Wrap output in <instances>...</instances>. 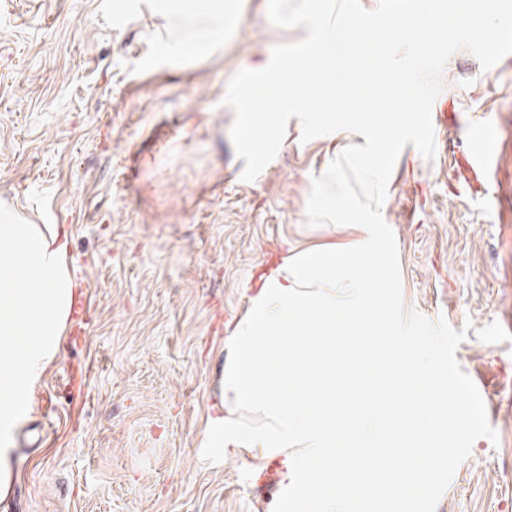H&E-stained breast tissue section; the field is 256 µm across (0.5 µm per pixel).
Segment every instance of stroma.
<instances>
[{
    "instance_id": "obj_1",
    "label": "stroma",
    "mask_w": 512,
    "mask_h": 512,
    "mask_svg": "<svg viewBox=\"0 0 512 512\" xmlns=\"http://www.w3.org/2000/svg\"><path fill=\"white\" fill-rule=\"evenodd\" d=\"M226 1L232 21L210 35ZM305 35L273 25L267 0H0V211L63 228L90 285L16 433L0 512H273L291 451L202 455L227 339L272 260L358 238L310 225L307 202L312 178L365 139L305 142L291 118L246 182L222 99L237 71ZM440 83L458 127L433 159L399 154L381 213L403 312L465 331L456 359L497 434L474 442L436 512H512V65L489 78L460 49ZM488 113L502 146L473 176L462 132Z\"/></svg>"
}]
</instances>
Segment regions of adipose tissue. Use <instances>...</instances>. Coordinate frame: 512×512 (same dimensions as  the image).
Masks as SVG:
<instances>
[{"label": "adipose tissue", "instance_id": "adipose-tissue-1", "mask_svg": "<svg viewBox=\"0 0 512 512\" xmlns=\"http://www.w3.org/2000/svg\"><path fill=\"white\" fill-rule=\"evenodd\" d=\"M55 226L15 223L0 213V497L11 489L13 439L54 362L73 307L76 277Z\"/></svg>", "mask_w": 512, "mask_h": 512}]
</instances>
